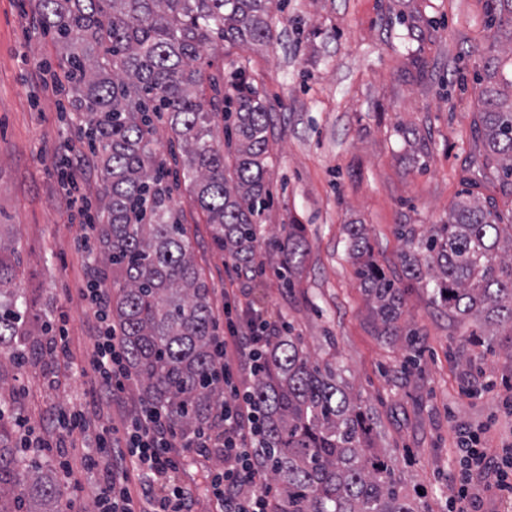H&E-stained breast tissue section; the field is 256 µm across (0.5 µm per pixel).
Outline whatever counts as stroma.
Wrapping results in <instances>:
<instances>
[{
  "label": "stroma",
  "mask_w": 512,
  "mask_h": 512,
  "mask_svg": "<svg viewBox=\"0 0 512 512\" xmlns=\"http://www.w3.org/2000/svg\"><path fill=\"white\" fill-rule=\"evenodd\" d=\"M36 0H0V229L21 251L17 284L33 305L31 327L68 328L72 362L38 355L0 369V401L24 430L50 429L61 409L122 427L141 400L139 387L105 403L90 394L82 366L95 319L80 293L89 268L58 194L52 168L74 156L90 198L100 184L93 156L45 85L61 52L36 20ZM484 0H281L273 33L261 45L219 42L205 72H243L270 115L266 181L270 199L255 252L263 266L247 281L212 245L211 227L185 187L173 192L195 263L211 290L216 318L224 291L247 288L268 318L289 323L316 359L337 374L373 419L376 448L391 462L417 512H448L457 469L456 427L488 426L492 450L512 443V326L473 340L469 324L433 303L402 264L399 225L423 230L448 219L462 192L493 198L512 222V185L482 181L493 167L478 134L480 86L494 32ZM364 225L378 264L404 293L397 333L382 335L348 252V227ZM299 226L305 254L293 287L277 276V241ZM89 437H63L40 462L72 465L61 480L77 512H95L99 480L80 458Z\"/></svg>",
  "instance_id": "obj_1"
}]
</instances>
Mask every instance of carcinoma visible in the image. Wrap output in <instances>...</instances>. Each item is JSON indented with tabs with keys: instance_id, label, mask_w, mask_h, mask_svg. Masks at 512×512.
Here are the masks:
<instances>
[{
	"instance_id": "obj_1",
	"label": "carcinoma",
	"mask_w": 512,
	"mask_h": 512,
	"mask_svg": "<svg viewBox=\"0 0 512 512\" xmlns=\"http://www.w3.org/2000/svg\"><path fill=\"white\" fill-rule=\"evenodd\" d=\"M276 0H37L41 26L65 62L73 110L97 159L101 192L96 232L112 326L142 401L165 410L183 434L207 425L222 381L213 353L210 290L186 240L172 187L157 155L155 118L164 112L182 152V178L207 216L212 242L242 272L255 268L258 219L265 210L269 112L243 76L233 84L229 151L216 143L221 111L216 78L204 79L203 52L221 41L264 43ZM489 27L508 41L480 78L479 132L496 156L488 182L512 184V0H486ZM349 251L372 308L395 331L403 293L373 257L365 229H348ZM406 275L434 300L478 326H512V224L495 202L470 194L448 223L420 234L401 224ZM16 242L0 233V347L27 345L29 307L16 290ZM263 411L261 460L279 486L271 512H415L372 444V419L314 359L299 336H278L251 385ZM16 414L0 413V512H60L57 480L13 446Z\"/></svg>"
}]
</instances>
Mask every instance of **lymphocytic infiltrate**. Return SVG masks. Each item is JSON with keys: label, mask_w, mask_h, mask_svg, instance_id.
Returning a JSON list of instances; mask_svg holds the SVG:
<instances>
[{"label": "lymphocytic infiltrate", "mask_w": 512, "mask_h": 512, "mask_svg": "<svg viewBox=\"0 0 512 512\" xmlns=\"http://www.w3.org/2000/svg\"><path fill=\"white\" fill-rule=\"evenodd\" d=\"M82 293L94 305L98 324L86 371L95 392L112 396L125 390L130 373L109 322L110 293L91 280ZM242 314V325H229L227 333L214 340L224 381L219 430L177 434L165 411L145 405L128 415L119 432L83 412L67 414L69 430L92 435L95 451L84 455L81 463L86 470L97 472L108 491L107 498L98 500L97 512H192V493L178 479L181 464L208 457L214 448L223 464L209 470L208 479L224 512H268L273 488L257 463L259 411L241 394L235 374L253 370L256 352L269 346L280 328L253 307H243ZM458 448L452 512H469L471 481L477 472L493 474L498 490L512 498V448L490 453L481 447L478 434L464 429L459 432Z\"/></svg>", "instance_id": "lymphocytic-infiltrate-1"}]
</instances>
